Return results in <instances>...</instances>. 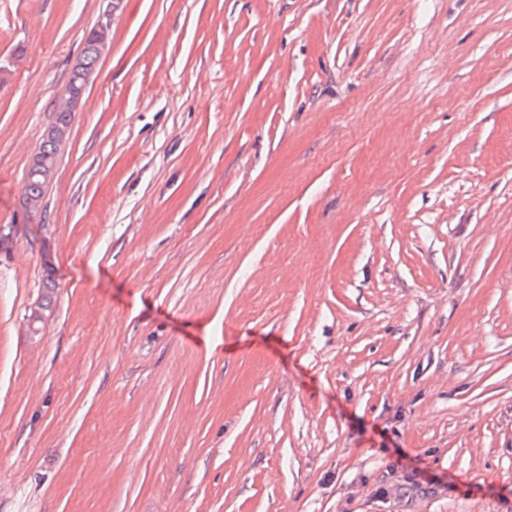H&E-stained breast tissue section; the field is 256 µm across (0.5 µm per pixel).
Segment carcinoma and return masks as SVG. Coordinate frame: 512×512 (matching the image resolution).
I'll return each instance as SVG.
<instances>
[{"label":"carcinoma","mask_w":512,"mask_h":512,"mask_svg":"<svg viewBox=\"0 0 512 512\" xmlns=\"http://www.w3.org/2000/svg\"><path fill=\"white\" fill-rule=\"evenodd\" d=\"M108 35L109 32L104 30L90 32L80 58L72 67L65 93L54 105V120L33 156V164L29 165L26 174V207L33 212L42 210L45 194L54 178L58 160L68 143L74 118V95L94 81Z\"/></svg>","instance_id":"obj_1"}]
</instances>
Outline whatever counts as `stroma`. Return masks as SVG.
<instances>
[{
	"mask_svg": "<svg viewBox=\"0 0 512 512\" xmlns=\"http://www.w3.org/2000/svg\"><path fill=\"white\" fill-rule=\"evenodd\" d=\"M105 8L0 0V512H512V0H121L31 213ZM109 30L90 32L85 40L82 54L72 67L65 93L56 101L53 112L54 120L32 158L26 174L28 194L26 207L33 212L43 208L46 191L51 184L58 160L63 153L71 132L74 118L72 100L74 95L84 87L88 88L96 75L99 59L105 49Z\"/></svg>",
	"mask_w": 512,
	"mask_h": 512,
	"instance_id": "35a3bbf8",
	"label": "stroma"
}]
</instances>
